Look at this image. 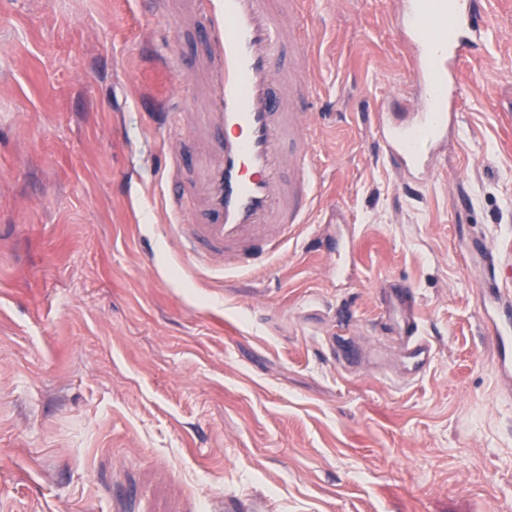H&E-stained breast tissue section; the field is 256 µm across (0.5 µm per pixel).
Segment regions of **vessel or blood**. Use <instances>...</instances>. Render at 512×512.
Wrapping results in <instances>:
<instances>
[{
  "label": "vessel or blood",
  "instance_id": "1",
  "mask_svg": "<svg viewBox=\"0 0 512 512\" xmlns=\"http://www.w3.org/2000/svg\"><path fill=\"white\" fill-rule=\"evenodd\" d=\"M204 47L205 107L192 111L183 64L166 57L180 76L184 107L176 131L199 149L198 174L167 206L181 213L186 198L198 218L169 225L184 254L220 269L255 268L305 220L314 200L316 176L310 160L315 125L299 111L293 81L282 59L286 49L305 53L299 36L304 0H187ZM490 0H398L400 38L412 48L419 88L410 112L378 109L374 130L396 169L413 180L432 171V158L456 123L461 62L483 41L478 16ZM388 319L404 355L423 370L432 346L420 331L413 294L393 288ZM481 320L495 341L496 375L512 382V301L489 278Z\"/></svg>",
  "mask_w": 512,
  "mask_h": 512
}]
</instances>
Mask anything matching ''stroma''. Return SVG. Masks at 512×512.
Wrapping results in <instances>:
<instances>
[{
    "mask_svg": "<svg viewBox=\"0 0 512 512\" xmlns=\"http://www.w3.org/2000/svg\"><path fill=\"white\" fill-rule=\"evenodd\" d=\"M394 0H308L315 205L264 268L184 258L159 122L202 64L185 0H0V512H512V390L480 323L512 291V0L415 184L367 114L416 87ZM355 232L341 277L313 246ZM412 289L416 377L385 324ZM164 62L167 64V66L170 69L173 70V72L176 75V78L180 81L179 89H181V90H180L179 102H181L184 107H192L194 99H193V94L191 91V89H192L191 83L184 82V80H183V73L185 71V67L180 62L179 58L174 55L166 57L164 59Z\"/></svg>",
    "mask_w": 512,
    "mask_h": 512,
    "instance_id": "obj_1",
    "label": "stroma"
}]
</instances>
